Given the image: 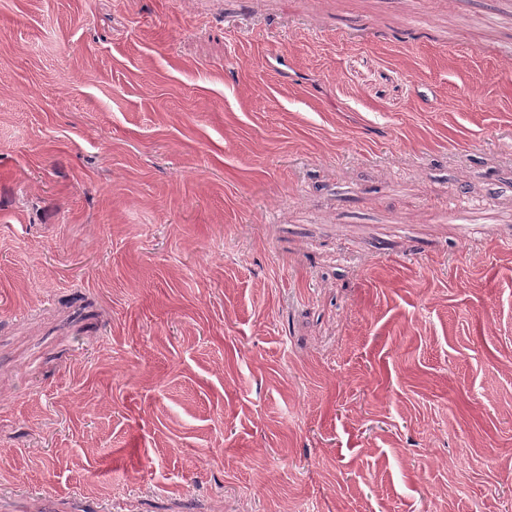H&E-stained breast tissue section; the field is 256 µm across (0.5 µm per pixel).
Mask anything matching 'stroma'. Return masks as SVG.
<instances>
[{
  "mask_svg": "<svg viewBox=\"0 0 512 512\" xmlns=\"http://www.w3.org/2000/svg\"><path fill=\"white\" fill-rule=\"evenodd\" d=\"M0 512H512V0H0Z\"/></svg>",
  "mask_w": 512,
  "mask_h": 512,
  "instance_id": "obj_1",
  "label": "stroma"
}]
</instances>
